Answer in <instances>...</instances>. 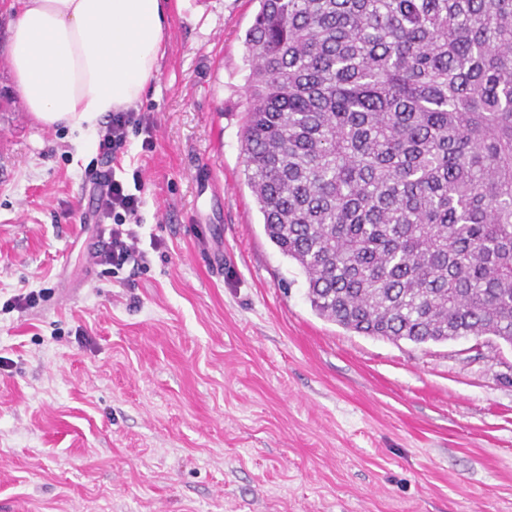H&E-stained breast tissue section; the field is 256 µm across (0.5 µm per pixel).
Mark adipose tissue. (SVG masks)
<instances>
[{
  "label": "adipose tissue",
  "mask_w": 512,
  "mask_h": 512,
  "mask_svg": "<svg viewBox=\"0 0 512 512\" xmlns=\"http://www.w3.org/2000/svg\"><path fill=\"white\" fill-rule=\"evenodd\" d=\"M166 0H13L8 60L37 122L74 129L141 100L165 53Z\"/></svg>",
  "instance_id": "1"
}]
</instances>
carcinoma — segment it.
Returning a JSON list of instances; mask_svg holds the SVG:
<instances>
[{
  "label": "carcinoma",
  "mask_w": 512,
  "mask_h": 512,
  "mask_svg": "<svg viewBox=\"0 0 512 512\" xmlns=\"http://www.w3.org/2000/svg\"><path fill=\"white\" fill-rule=\"evenodd\" d=\"M244 175L311 307L512 346V0H259Z\"/></svg>",
  "instance_id": "carcinoma-1"
}]
</instances>
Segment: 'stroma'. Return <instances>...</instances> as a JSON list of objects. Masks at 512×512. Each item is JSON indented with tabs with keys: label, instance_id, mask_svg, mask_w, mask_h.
<instances>
[{
	"label": "stroma",
	"instance_id": "35a3bbf8",
	"mask_svg": "<svg viewBox=\"0 0 512 512\" xmlns=\"http://www.w3.org/2000/svg\"><path fill=\"white\" fill-rule=\"evenodd\" d=\"M10 2L0 512H512V347L348 331L264 233L241 150L258 0L168 4L158 77L134 106L150 128L129 127L109 164L127 183L142 173L147 264L115 273L92 257L99 138L26 111ZM205 167L220 188L204 201ZM30 291L36 306L13 305Z\"/></svg>",
	"mask_w": 512,
	"mask_h": 512
}]
</instances>
